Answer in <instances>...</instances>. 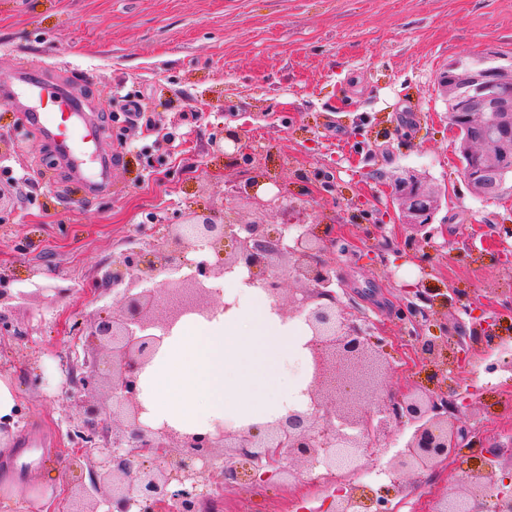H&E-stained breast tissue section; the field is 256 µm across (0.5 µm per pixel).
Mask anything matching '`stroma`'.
<instances>
[{
	"mask_svg": "<svg viewBox=\"0 0 512 512\" xmlns=\"http://www.w3.org/2000/svg\"><path fill=\"white\" fill-rule=\"evenodd\" d=\"M512 55V0H0V77L27 66L64 80L87 114L103 122L113 153L110 192L91 196L64 173L53 144L23 128L0 104V183L28 172L12 211L0 213V272L14 330L0 334V376L19 390L14 427L0 429V512H61L87 482L68 470L75 448L72 409L60 370L73 357L74 323L111 315L106 272L132 248L161 245L166 225L188 211L238 221L332 224L347 239L339 262L348 283L339 301L379 327L387 344L388 391H438L442 369L415 359L411 326L396 311L404 285L454 288L470 312L437 307L424 336L456 355L443 324L471 326L512 298V262L496 246L466 250L488 225L512 228V187L477 197L448 122L437 76L461 57ZM138 100L144 122L129 125L117 99ZM237 131L240 144L216 154L211 141ZM412 170L445 196L434 223L448 242L425 262L403 246L391 196L393 175ZM266 176L288 208L259 210L236 188ZM64 296H55V288ZM507 342L468 357L459 386L471 406L452 421L498 445L512 438V317L498 322ZM410 435L391 425L360 471L328 477L292 462L289 475L224 491V512H334L344 484L390 485L389 460ZM479 461L468 449L447 464L401 478L395 512H434L449 485Z\"/></svg>",
	"mask_w": 512,
	"mask_h": 512,
	"instance_id": "1",
	"label": "stroma"
}]
</instances>
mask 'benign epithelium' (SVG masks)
I'll use <instances>...</instances> for the list:
<instances>
[{
    "label": "benign epithelium",
    "mask_w": 512,
    "mask_h": 512,
    "mask_svg": "<svg viewBox=\"0 0 512 512\" xmlns=\"http://www.w3.org/2000/svg\"><path fill=\"white\" fill-rule=\"evenodd\" d=\"M512 83V72L497 66L469 71L453 78L460 84ZM486 122L502 137L487 154L500 156L512 145V106L495 103L485 108ZM452 125L460 129L474 118L468 102L454 99ZM498 172L490 160L467 180L482 197L493 198L488 176ZM392 194L398 200L402 223L414 230L405 240L410 251L421 244L433 245L434 216L439 196L413 175L397 176ZM232 242L227 252L224 243ZM339 243L326 227L317 224L242 223L193 215L179 224L166 225L163 245L154 260L144 250H131L112 264L107 280L116 292L112 316L89 320L77 327L85 349L82 362L68 366L65 397L74 407L69 416L71 438L89 444L72 459L86 463L90 483L79 486L75 507L68 512H204L212 503L213 483L207 475H219L231 485L247 476L265 481L289 470L293 460L322 465L329 474L361 465L379 445L387 424L407 425L412 433L404 449L388 463L395 475L391 489L357 494L336 488V512H389L390 491H399V478L448 462L458 454L460 432L448 414L469 405L467 397L450 384L439 395L412 391L394 400L382 396V381L389 365L384 341L376 327L340 304L336 289L343 287L336 264L325 262L320 252ZM220 261L213 263L209 256ZM285 257L288 267L280 272L276 260ZM188 267L191 273L178 272ZM247 270L245 283L262 289L284 319L301 318L309 326L308 343L312 378L307 389L309 409L288 415L264 427L231 431L222 426L213 433L187 434L165 425L141 422L139 377L164 336L187 315L207 318L219 307L212 280L237 269ZM162 273L167 278L157 283ZM301 285L299 293L283 302L286 281ZM399 307V314L416 325L427 317L434 303L425 291ZM423 360L438 356V345L411 332ZM376 404L373 415H361L366 396ZM473 451L481 466L448 488L436 512H512V494L496 491L492 480L503 449L478 443Z\"/></svg>",
    "instance_id": "obj_1"
}]
</instances>
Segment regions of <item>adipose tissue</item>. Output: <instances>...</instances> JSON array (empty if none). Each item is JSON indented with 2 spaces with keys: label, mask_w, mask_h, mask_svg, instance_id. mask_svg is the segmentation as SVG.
Segmentation results:
<instances>
[{
  "label": "adipose tissue",
  "mask_w": 512,
  "mask_h": 512,
  "mask_svg": "<svg viewBox=\"0 0 512 512\" xmlns=\"http://www.w3.org/2000/svg\"><path fill=\"white\" fill-rule=\"evenodd\" d=\"M243 278L239 270L221 281L226 310L185 319L164 337L140 376L143 423L204 434L218 423L245 429L307 409L311 333Z\"/></svg>",
  "instance_id": "ef3b65f1"
}]
</instances>
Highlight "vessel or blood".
<instances>
[{"mask_svg":"<svg viewBox=\"0 0 512 512\" xmlns=\"http://www.w3.org/2000/svg\"><path fill=\"white\" fill-rule=\"evenodd\" d=\"M0 102L21 112L25 128L50 137L64 164L82 177L88 190L108 184L112 156L101 150L99 123L86 117L82 103L64 86L22 69L0 90Z\"/></svg>","mask_w":512,"mask_h":512,"instance_id":"vessel-or-blood-1","label":"vessel or blood"}]
</instances>
